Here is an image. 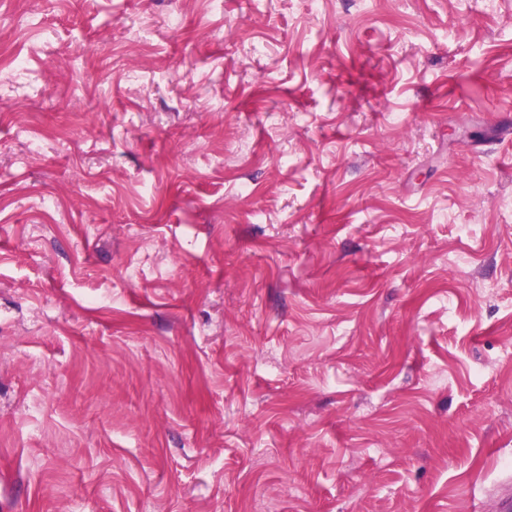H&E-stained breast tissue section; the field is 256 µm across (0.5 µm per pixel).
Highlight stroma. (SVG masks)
<instances>
[{
	"instance_id": "35a3bbf8",
	"label": "stroma",
	"mask_w": 512,
	"mask_h": 512,
	"mask_svg": "<svg viewBox=\"0 0 512 512\" xmlns=\"http://www.w3.org/2000/svg\"><path fill=\"white\" fill-rule=\"evenodd\" d=\"M512 0H0V512H495Z\"/></svg>"
}]
</instances>
